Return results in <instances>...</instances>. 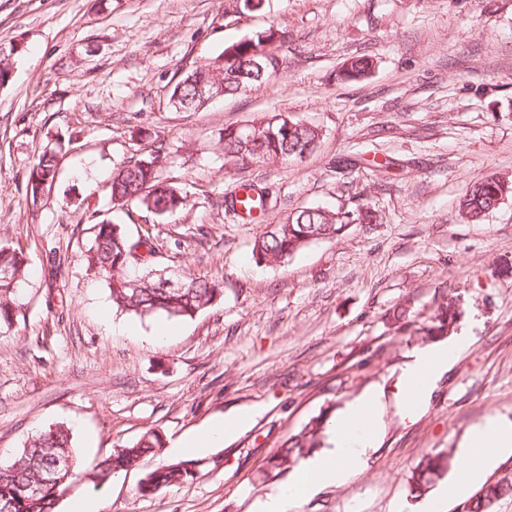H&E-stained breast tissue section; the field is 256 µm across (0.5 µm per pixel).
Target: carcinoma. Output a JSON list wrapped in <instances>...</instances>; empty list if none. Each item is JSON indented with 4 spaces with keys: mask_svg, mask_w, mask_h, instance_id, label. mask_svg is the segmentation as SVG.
<instances>
[{
    "mask_svg": "<svg viewBox=\"0 0 512 512\" xmlns=\"http://www.w3.org/2000/svg\"><path fill=\"white\" fill-rule=\"evenodd\" d=\"M280 30L269 27L253 37L224 48L231 55H220L214 68L195 70L178 80L170 90L169 102L174 107L196 110L214 94L233 95L248 86L262 83L280 69L275 55L255 64L252 43L262 38L273 39ZM365 56L350 57L344 62L346 77L358 79L371 68ZM318 127L300 120L290 122L271 115L259 123L224 129V155L244 164L276 159L283 163L311 153L320 141ZM165 148L160 145L137 157H130L112 177L110 196L118 208L131 205L142 207L163 218L176 213L186 199L183 188L159 175ZM57 171V156L52 151L40 155L29 179L32 201L42 196L41 185L53 184ZM512 191V186L497 175L474 182L460 199L462 217L478 223L500 200ZM379 219L370 208L310 207L288 216L280 224L266 226L255 238L252 252L257 264L279 265L309 243L331 240L342 235L351 224H369ZM93 245L87 251L88 264L112 279V303L117 308L141 318L163 314L174 318H191L214 305L224 291L223 285L208 279H181L176 273L162 278L148 269L154 254L152 235L148 232L132 239L120 224L100 221L92 223ZM26 270L25 253L8 245H0V328L11 327L19 315L13 301L18 282ZM161 447L160 435L145 432L136 442L113 449L112 453L93 467V476L105 479L118 471L138 466L140 459ZM60 463L59 483L46 486L33 495L28 486L55 463ZM73 475V454L69 430L51 428L31 437L23 451L12 462L0 465V512H54V505ZM195 478V471L186 462H178L153 471L137 487L141 496L158 489L181 484ZM512 490V482L485 486L470 512H489L492 504L504 492Z\"/></svg>",
    "mask_w": 512,
    "mask_h": 512,
    "instance_id": "obj_1",
    "label": "carcinoma"
}]
</instances>
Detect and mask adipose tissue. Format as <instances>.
<instances>
[{"instance_id":"obj_1","label":"adipose tissue","mask_w":512,"mask_h":512,"mask_svg":"<svg viewBox=\"0 0 512 512\" xmlns=\"http://www.w3.org/2000/svg\"><path fill=\"white\" fill-rule=\"evenodd\" d=\"M467 338L451 344L436 343L417 350L401 374L400 382L411 403H421L429 396L447 372L452 361L467 345ZM382 391L375 390L347 404L343 416L331 429L333 448L330 452L307 459L297 476L273 488L253 505V512H288L291 502L320 486L338 485L350 478L355 467L372 448L378 432V415ZM249 414L241 413L224 419H213L203 430L176 441L168 453L178 457L192 451L198 454L223 444L236 430L246 425ZM512 454V424L494 420L474 427L470 433L462 476L441 488L426 500L421 512H445L448 501L458 499L468 488L480 482L498 457Z\"/></svg>"}]
</instances>
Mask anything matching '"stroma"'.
Segmentation results:
<instances>
[{"mask_svg": "<svg viewBox=\"0 0 512 512\" xmlns=\"http://www.w3.org/2000/svg\"><path fill=\"white\" fill-rule=\"evenodd\" d=\"M268 27L288 34L272 47L276 76L195 111L169 104L181 75ZM357 55L373 66L354 81L343 62ZM0 67V244L27 258L21 314L0 330V460L68 428L77 467L55 512L85 497L101 512H251L375 388L385 407L366 461L288 512H416L412 476L426 458L452 457L454 476L473 425L512 422V193L481 223L459 212L470 184L512 182V0H266L249 15L232 0H0ZM273 114L317 126L316 149L285 164L225 157L226 126ZM150 140L166 147L162 178L188 193L161 222L114 210L109 195L113 171ZM46 150L58 172L34 202L27 186ZM244 182L268 191L261 223L223 207ZM318 205L383 218L255 264L263 224ZM95 218L149 229L154 268L222 281L221 299L190 319L118 310L86 260ZM445 304L449 336L470 344L429 400L405 409L401 369L434 344L427 330ZM164 323L172 336L152 343ZM244 411L249 423L197 457L193 480L137 495L173 440ZM149 430L160 450L93 477L97 460ZM303 433L312 447L288 448ZM272 458L281 468L268 470Z\"/></svg>", "mask_w": 512, "mask_h": 512, "instance_id": "35a3bbf8", "label": "stroma"}]
</instances>
